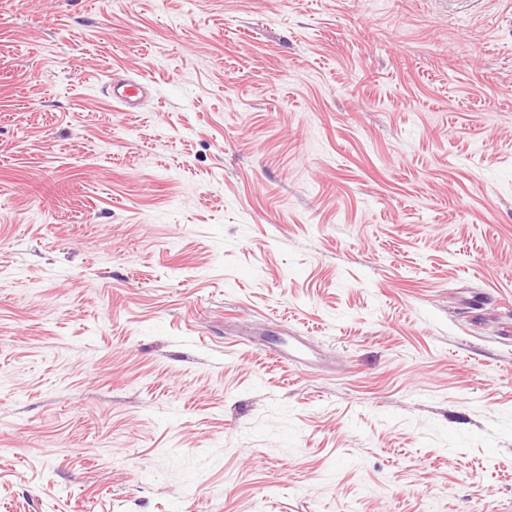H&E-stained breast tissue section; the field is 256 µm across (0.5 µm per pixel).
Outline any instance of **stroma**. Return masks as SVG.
<instances>
[{
    "mask_svg": "<svg viewBox=\"0 0 512 512\" xmlns=\"http://www.w3.org/2000/svg\"><path fill=\"white\" fill-rule=\"evenodd\" d=\"M0 512H512V0H0ZM109 97L122 109H136L147 94V86L135 80L115 79L109 83Z\"/></svg>",
    "mask_w": 512,
    "mask_h": 512,
    "instance_id": "obj_1",
    "label": "stroma"
}]
</instances>
